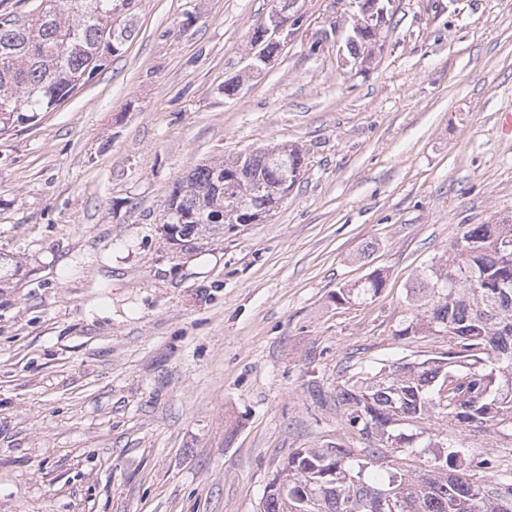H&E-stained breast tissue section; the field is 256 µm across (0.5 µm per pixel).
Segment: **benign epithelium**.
<instances>
[{
    "instance_id": "7a95c632",
    "label": "benign epithelium",
    "mask_w": 512,
    "mask_h": 512,
    "mask_svg": "<svg viewBox=\"0 0 512 512\" xmlns=\"http://www.w3.org/2000/svg\"><path fill=\"white\" fill-rule=\"evenodd\" d=\"M326 3L321 27L311 34L313 49L320 48L331 35L340 31L342 21L353 20L350 34L346 39L347 48L357 46L358 51L350 54L355 66L365 70L373 63L376 51L385 41L389 6L395 0H324ZM304 0H271L269 13L260 20L261 29L268 40L282 46L298 36L306 21ZM248 71H261L268 67L273 57L263 53L261 44H256L246 55Z\"/></svg>"
}]
</instances>
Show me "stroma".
I'll return each instance as SVG.
<instances>
[{"mask_svg": "<svg viewBox=\"0 0 512 512\" xmlns=\"http://www.w3.org/2000/svg\"><path fill=\"white\" fill-rule=\"evenodd\" d=\"M270 7L137 0L92 80L0 134V512H260L295 449L376 447L337 385L447 352L401 330L465 226L512 217V0H396L367 70L301 35L225 95ZM283 143L269 219L162 234L196 165ZM454 438L512 463L510 430ZM384 278L381 272L371 273L365 282L361 285H357L354 288H339L336 292V304L346 305L350 304L351 301L367 299L368 296L371 298L378 294V292L384 286Z\"/></svg>", "mask_w": 512, "mask_h": 512, "instance_id": "1", "label": "stroma"}]
</instances>
